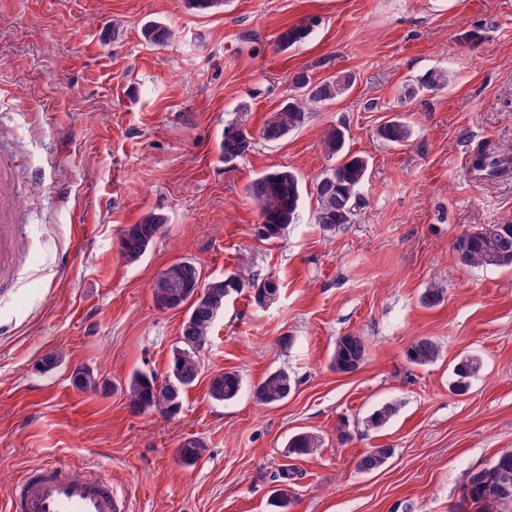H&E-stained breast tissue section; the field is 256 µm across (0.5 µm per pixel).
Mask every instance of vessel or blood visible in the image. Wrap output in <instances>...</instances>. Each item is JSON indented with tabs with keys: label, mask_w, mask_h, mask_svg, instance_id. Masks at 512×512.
<instances>
[{
	"label": "vessel or blood",
	"mask_w": 512,
	"mask_h": 512,
	"mask_svg": "<svg viewBox=\"0 0 512 512\" xmlns=\"http://www.w3.org/2000/svg\"><path fill=\"white\" fill-rule=\"evenodd\" d=\"M110 478L49 464L17 484L9 512H122Z\"/></svg>",
	"instance_id": "vessel-or-blood-1"
}]
</instances>
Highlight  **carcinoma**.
<instances>
[{"mask_svg":"<svg viewBox=\"0 0 512 512\" xmlns=\"http://www.w3.org/2000/svg\"><path fill=\"white\" fill-rule=\"evenodd\" d=\"M316 26V20L305 19L286 29L278 37L279 44L290 47L303 42ZM142 38L149 44L162 45L172 36L165 25L149 22L141 29ZM352 76L330 78L311 83L309 77L298 73L293 84L302 90L299 97H290L264 123L260 136L269 143H277L293 131L305 126L309 119V105L336 99L348 91ZM448 83V76L440 70H429L418 79L417 85L406 89L405 97L411 99L426 90H437ZM411 122L400 117L382 125L378 135L386 142L403 145L411 139ZM253 137L241 120L224 127L220 150L224 162L230 163L244 157L252 148ZM326 154L336 159L313 183V193L318 207L316 223L325 231L333 232L355 222L363 205L361 188L367 177L368 162L346 151V130L331 127L323 138ZM248 195L259 208L261 224L257 235L265 241L281 238L288 225L299 216L303 186L291 170H276L254 179L248 186ZM166 219L156 213L145 215L140 223L129 225L121 236L120 254L128 264L138 262L150 245L164 232ZM452 250L460 263L470 267H504L512 265V224H489L465 231L456 237ZM202 282L197 263L185 259L167 267L165 278L157 279L152 288L154 303L158 304L175 295L183 296L180 305L188 306L182 322L180 336L172 349L169 370L163 382L153 374L133 372L127 388L131 407L138 411H158L167 416L177 414L182 406V394L198 380L202 370L201 353L210 341L211 329L224 312V304L234 294L245 289L254 292L260 305L276 299L280 282L274 275L261 280L240 274L216 277L204 283L199 298H191L187 288ZM367 356L363 337L346 333L336 338L330 356L331 367L339 373L358 371ZM439 356L438 344L428 337H418L406 349V357L414 366H426ZM480 369L474 356L461 358L453 368L455 380L452 390L462 394L468 390L469 381ZM296 380L285 369L267 373L251 388L252 397L261 406L275 405L290 395ZM244 382L237 372H222L209 383V396L218 402L235 400L243 390ZM392 404L375 410L367 419V426L379 428L395 413ZM321 447L319 438L310 432H301L288 441V453L311 456ZM204 445L197 439L184 440L177 450L178 458L192 464L202 455ZM392 448H373L358 461L357 469L368 473L380 469L392 457ZM283 484L273 491L271 505L276 512H290L295 496L288 485L292 475L281 473ZM469 506L467 512H512V449L501 451L491 467L471 473L462 497Z\"/></svg>","mask_w":512,"mask_h":512,"instance_id":"obj_1","label":"carcinoma"}]
</instances>
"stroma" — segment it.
I'll return each mask as SVG.
<instances>
[{"label": "stroma", "mask_w": 512, "mask_h": 512, "mask_svg": "<svg viewBox=\"0 0 512 512\" xmlns=\"http://www.w3.org/2000/svg\"><path fill=\"white\" fill-rule=\"evenodd\" d=\"M306 18L314 33L281 48L279 34ZM150 21L174 39L146 43ZM435 68L447 86L406 99ZM300 72L354 83L312 104L288 138L263 141ZM243 104L253 147L227 164L224 125ZM401 114L413 135L394 146L378 129ZM331 126L369 163L354 223L323 231L307 192L283 238L257 239L249 183L290 169L311 187L331 165ZM0 143L22 191L0 292V512L17 481L52 462L100 470L126 512H272L285 469L291 512H453L470 472L512 448V267L476 269L451 251L464 231L512 223V170L477 181L466 165L480 151L512 157V0H224L204 12L185 0H0ZM150 212L166 232L125 264L121 234ZM183 258L207 280L276 275L280 295L265 306L233 295L179 413H136L129 376L165 377L186 316L157 309L152 285ZM437 287L442 302L423 305ZM345 333L368 347L352 374L330 366ZM420 336L440 346L422 367L405 358ZM467 354L482 367L457 395L452 368ZM48 355L57 366L40 370ZM79 366L106 391L73 387ZM278 368L295 387L257 405L252 385ZM224 371L245 385L225 403L208 395ZM387 403L395 414L368 428ZM302 431L321 448L288 455ZM191 437L205 450L186 465L177 448ZM374 448L394 454L359 471Z\"/></svg>", "instance_id": "1"}]
</instances>
